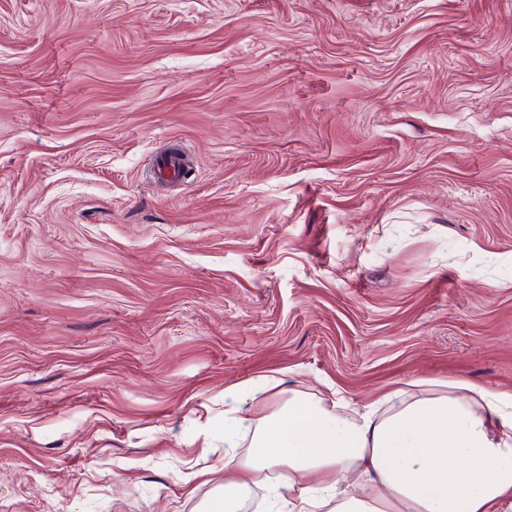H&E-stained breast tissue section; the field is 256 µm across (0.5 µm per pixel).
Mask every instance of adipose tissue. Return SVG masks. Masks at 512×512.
<instances>
[{
	"instance_id": "ef3b65f1",
	"label": "adipose tissue",
	"mask_w": 512,
	"mask_h": 512,
	"mask_svg": "<svg viewBox=\"0 0 512 512\" xmlns=\"http://www.w3.org/2000/svg\"><path fill=\"white\" fill-rule=\"evenodd\" d=\"M262 388L277 400L249 414ZM258 485L269 512H512V395L465 382L413 400L396 389L350 418L273 376L226 388L224 482L202 512H241Z\"/></svg>"
}]
</instances>
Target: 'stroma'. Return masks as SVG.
<instances>
[{"label":"stroma","mask_w":512,"mask_h":512,"mask_svg":"<svg viewBox=\"0 0 512 512\" xmlns=\"http://www.w3.org/2000/svg\"><path fill=\"white\" fill-rule=\"evenodd\" d=\"M271 374L512 394V0H0V512H198Z\"/></svg>","instance_id":"stroma-1"}]
</instances>
